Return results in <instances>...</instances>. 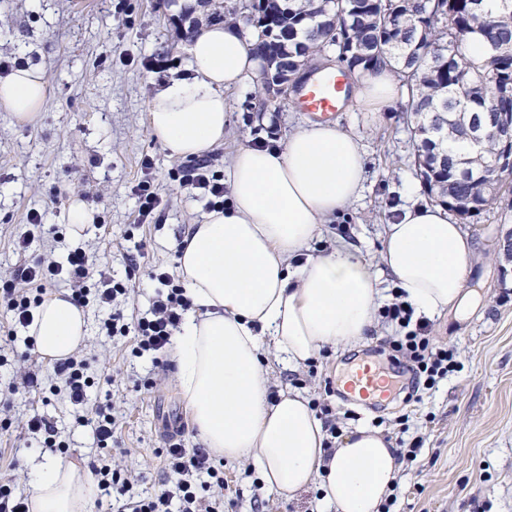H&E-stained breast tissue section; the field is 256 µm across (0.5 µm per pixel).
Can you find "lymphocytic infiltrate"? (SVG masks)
<instances>
[{"label": "lymphocytic infiltrate", "instance_id": "1", "mask_svg": "<svg viewBox=\"0 0 512 512\" xmlns=\"http://www.w3.org/2000/svg\"><path fill=\"white\" fill-rule=\"evenodd\" d=\"M174 179L189 193L207 198L209 209L223 208L224 174L215 170L211 157L187 160L175 171ZM150 276L159 283V290L145 312L135 319H126L123 307L131 294L128 280L112 276L85 245L68 246L65 262L46 257L18 268L12 279L0 281V312L10 324L7 337L16 339L18 329L28 328L33 310L42 302L47 289L63 284L69 286L77 306L107 310V317L99 324L100 335L111 339L132 337L134 356L147 355L155 365H162L190 301L179 280L167 269L154 268ZM392 296V301L382 306L380 316L384 322L396 325L399 333L389 338L387 344L395 359L410 363L416 385L433 389L456 371L457 354L447 345L435 342L428 326L415 320L414 309L404 301L400 289H393ZM54 373L56 380L50 384L38 373L24 371L20 384L9 385L7 392L12 395L22 389L45 400L60 396L74 407L76 423L91 428L99 449L90 465L95 486L101 495L115 496L117 512H219V502L209 500L207 493L213 487L223 486L224 466L217 463L209 449L189 448L183 440L169 438L164 465L172 481L158 492L143 494L137 489V479L114 467L107 453L117 423L116 409L109 400L90 403L95 376L87 358L72 355L57 362Z\"/></svg>", "mask_w": 512, "mask_h": 512}]
</instances>
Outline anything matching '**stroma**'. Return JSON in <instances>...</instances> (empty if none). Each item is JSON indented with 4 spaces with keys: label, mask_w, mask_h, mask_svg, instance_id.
Here are the masks:
<instances>
[{
    "label": "stroma",
    "mask_w": 512,
    "mask_h": 512,
    "mask_svg": "<svg viewBox=\"0 0 512 512\" xmlns=\"http://www.w3.org/2000/svg\"><path fill=\"white\" fill-rule=\"evenodd\" d=\"M178 0H0V77L20 65L44 71L48 92L39 118L18 122L0 112V278L45 256L64 260L66 249L54 240L66 224L72 196L93 210L96 222L85 242L124 277L127 251L134 241L147 243L133 278V304L146 307L157 284L152 266H175L176 244L187 225L199 224L207 200L179 187L171 178L179 162L151 136L148 112L162 80L185 72L184 50L189 26ZM163 58V69L150 61ZM255 82L227 96L225 142L214 151L225 168L232 149L264 138L274 129L277 142L310 123L305 112L283 100L279 111H256ZM400 95L379 114L356 108L337 113L343 127L355 130L368 159V181L362 197L336 223L325 224L311 250L330 248L337 240L353 242L366 259L379 257L382 234L393 208L401 204L405 183L416 181V142ZM151 158L153 176L165 208L157 223L137 225L133 186L141 162ZM44 214V226L27 252L15 241L29 226L30 208ZM463 230L472 238L478 258L469 271L477 293L475 306L462 317L431 319V334L457 351L462 368L423 395L407 401L411 374L396 365L384 346L392 329L376 323L366 342L338 352L322 349L311 365L275 368L270 390L291 387L309 401L326 404L342 435L366 428L391 440L420 439L415 461L403 462L394 512H512V193L492 208L468 219ZM130 340L108 341L90 333L83 349L100 385L94 394L111 397L119 408L112 439V463L141 477L152 492L167 481L159 452L171 430L182 431L188 447L201 446L198 430L182 399L174 372L167 365L152 389L136 384L151 371L147 358L130 355ZM9 365L0 367V386H8L15 367L43 378L54 376V361L26 351L16 341L0 347ZM369 362L396 377L392 396L375 409L360 399L343 398L341 377L347 367ZM40 412L67 426V459L87 468L94 459L89 429L73 427L70 406L60 400L42 403L25 392L11 399L13 425L0 430V478L27 488L31 463L44 454L31 446L24 419ZM408 414L406 424L398 417ZM259 476L243 462H225L224 512H318L319 491L309 487L293 496L258 488Z\"/></svg>",
    "instance_id": "obj_1"
}]
</instances>
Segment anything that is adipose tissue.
Here are the masks:
<instances>
[{
  "mask_svg": "<svg viewBox=\"0 0 512 512\" xmlns=\"http://www.w3.org/2000/svg\"><path fill=\"white\" fill-rule=\"evenodd\" d=\"M191 77L163 81L148 115L149 131L174 158L223 145L227 92L252 79L263 61L237 26L201 22L186 43ZM42 70L0 78V110L35 121L46 97ZM354 103L382 112L401 83L388 66L354 77ZM367 181L357 133L340 123L307 124L283 146L237 147L227 165L222 211L189 225L177 272L190 310L175 335L176 379L207 448L251 464L264 486L289 495L317 485L324 512H380L400 474L395 450L364 429L326 449L322 421L296 389L269 394L272 364L299 367L322 348H354L369 336L390 277L416 313L463 314L476 296L468 274L475 244L442 207L406 204L385 227L379 263L340 241L311 253L322 225L357 201ZM35 349L56 361L77 351L89 316L68 293L51 292L28 329ZM31 512H84L86 476L74 462L46 456L30 474Z\"/></svg>",
  "mask_w": 512,
  "mask_h": 512,
  "instance_id": "adipose-tissue-1",
  "label": "adipose tissue"
}]
</instances>
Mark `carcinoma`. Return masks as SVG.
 I'll return each instance as SVG.
<instances>
[{
  "instance_id": "carcinoma-1",
  "label": "carcinoma",
  "mask_w": 512,
  "mask_h": 512,
  "mask_svg": "<svg viewBox=\"0 0 512 512\" xmlns=\"http://www.w3.org/2000/svg\"><path fill=\"white\" fill-rule=\"evenodd\" d=\"M257 0L245 16L253 50L272 70L309 73L313 57L332 46L345 69L366 71L388 63L408 88L407 112L415 124L414 165L428 194L459 205L470 218L499 198L502 175L477 184L475 173L505 152L495 133L498 108L512 109V0ZM481 34L490 52H471ZM467 100L461 109L457 102ZM485 126L482 151L457 154L447 140H465L471 119Z\"/></svg>"
}]
</instances>
